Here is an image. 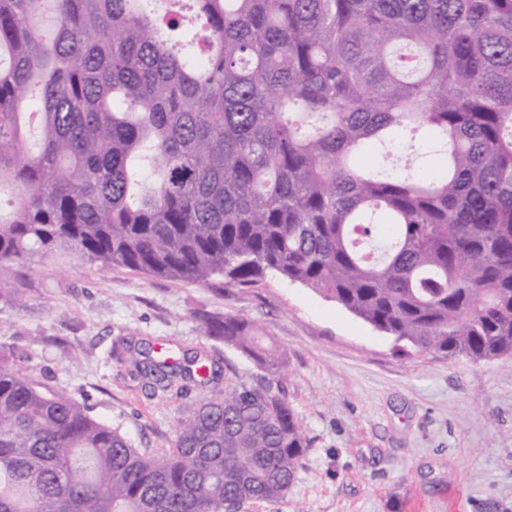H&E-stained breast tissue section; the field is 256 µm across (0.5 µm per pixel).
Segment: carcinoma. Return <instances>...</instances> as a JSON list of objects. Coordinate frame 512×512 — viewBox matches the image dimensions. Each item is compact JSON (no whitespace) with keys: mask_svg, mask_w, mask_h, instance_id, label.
<instances>
[{"mask_svg":"<svg viewBox=\"0 0 512 512\" xmlns=\"http://www.w3.org/2000/svg\"><path fill=\"white\" fill-rule=\"evenodd\" d=\"M3 275L69 246L208 285L266 275L407 355H512V0H0ZM427 132L440 170L401 172ZM207 333L270 376L247 318ZM145 384L217 370L135 350ZM307 439L269 386L201 401L155 457L0 347V512H239Z\"/></svg>","mask_w":512,"mask_h":512,"instance_id":"obj_1","label":"carcinoma"}]
</instances>
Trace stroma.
<instances>
[{
	"label": "stroma",
	"instance_id": "obj_1",
	"mask_svg": "<svg viewBox=\"0 0 512 512\" xmlns=\"http://www.w3.org/2000/svg\"><path fill=\"white\" fill-rule=\"evenodd\" d=\"M18 307L0 299V345L15 369L159 454L181 417L218 390L271 384L310 446L288 493L241 512H512V356H406L335 301L268 277L197 285L105 268L69 248L17 268ZM244 315L284 352L268 378L206 335L204 315ZM199 351L219 385L153 393L130 347Z\"/></svg>",
	"mask_w": 512,
	"mask_h": 512
}]
</instances>
